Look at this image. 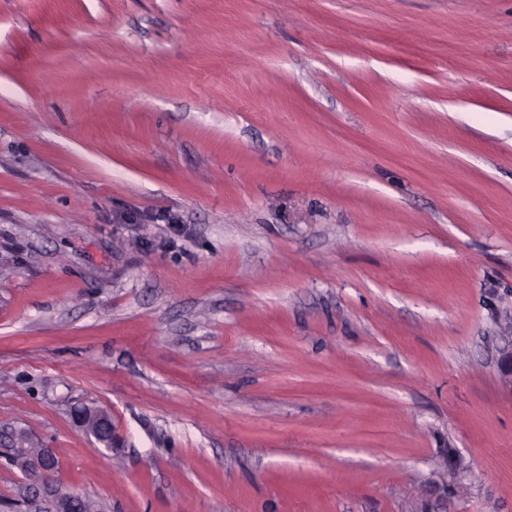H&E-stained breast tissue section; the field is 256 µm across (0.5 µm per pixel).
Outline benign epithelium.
<instances>
[{
  "label": "benign epithelium",
  "instance_id": "1",
  "mask_svg": "<svg viewBox=\"0 0 512 512\" xmlns=\"http://www.w3.org/2000/svg\"><path fill=\"white\" fill-rule=\"evenodd\" d=\"M76 422L87 434L107 450L113 447V424L111 414L104 408L82 406L74 410ZM57 466L53 451L42 448L32 459L25 461L21 469L32 471L37 480L27 488L26 504L30 512H79L83 500L77 494L64 491L51 477Z\"/></svg>",
  "mask_w": 512,
  "mask_h": 512
}]
</instances>
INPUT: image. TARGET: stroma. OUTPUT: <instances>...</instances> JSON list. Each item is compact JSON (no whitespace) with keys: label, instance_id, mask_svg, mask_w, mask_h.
Returning a JSON list of instances; mask_svg holds the SVG:
<instances>
[{"label":"stroma","instance_id":"obj_1","mask_svg":"<svg viewBox=\"0 0 512 512\" xmlns=\"http://www.w3.org/2000/svg\"><path fill=\"white\" fill-rule=\"evenodd\" d=\"M511 348L512 0H0V504L512 512ZM76 422L87 434L107 450L113 447V424L111 414L104 408L82 406L74 410ZM21 469L32 471L37 480L27 488L26 504L28 511L40 512H85L84 501L78 494L64 491L51 477L57 460L50 448H41L33 459L25 458ZM84 505L83 511H79Z\"/></svg>","mask_w":512,"mask_h":512}]
</instances>
